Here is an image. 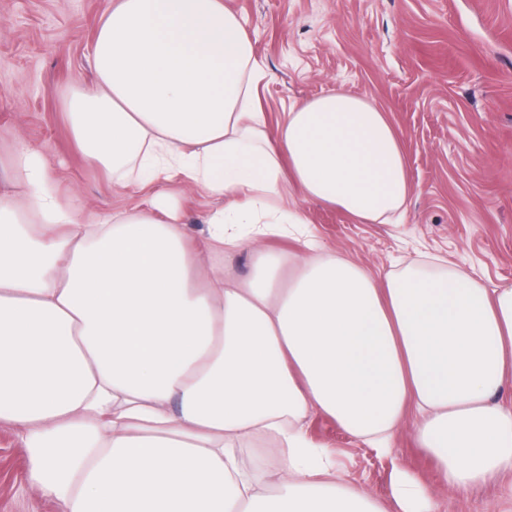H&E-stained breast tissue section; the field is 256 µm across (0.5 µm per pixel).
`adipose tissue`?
Returning <instances> with one entry per match:
<instances>
[{
  "instance_id": "obj_1",
  "label": "adipose tissue",
  "mask_w": 512,
  "mask_h": 512,
  "mask_svg": "<svg viewBox=\"0 0 512 512\" xmlns=\"http://www.w3.org/2000/svg\"><path fill=\"white\" fill-rule=\"evenodd\" d=\"M97 80L65 110L88 163L126 184L179 176L220 200L190 245L175 197L78 220L42 154L0 183V423L28 484L65 512H385L305 431L321 412L369 447L412 427L435 484L392 475L397 512L512 478V282L444 261L375 276L307 241L287 283L270 234L307 223L287 185L360 224H400L408 159L386 112L343 89L292 105L277 141L260 68L224 0H105ZM254 273L224 278L225 249ZM257 438L279 453L249 470Z\"/></svg>"
}]
</instances>
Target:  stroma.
Listing matches in <instances>:
<instances>
[{
	"mask_svg": "<svg viewBox=\"0 0 512 512\" xmlns=\"http://www.w3.org/2000/svg\"><path fill=\"white\" fill-rule=\"evenodd\" d=\"M247 21L263 69L260 106L270 119L290 104L340 86L371 100L401 135L412 193L401 224H357L341 210L303 201L301 231L267 247L290 270L302 234L325 250L378 272L401 258L442 257L490 283L512 281V0H224ZM105 0H0V175L15 140L49 163L62 196L81 199L79 220L144 204L150 190L124 188L91 167L76 147L64 97L92 85L90 45ZM180 201L193 239L219 202L174 180L156 188ZM309 439L330 449L336 475L392 507L391 475L403 468L434 482V461L400 431L379 452L311 412ZM27 453L16 427L0 425V512H64L27 482ZM440 512H512V484L445 497Z\"/></svg>",
	"mask_w": 512,
	"mask_h": 512,
	"instance_id": "35a3bbf8",
	"label": "stroma"
}]
</instances>
